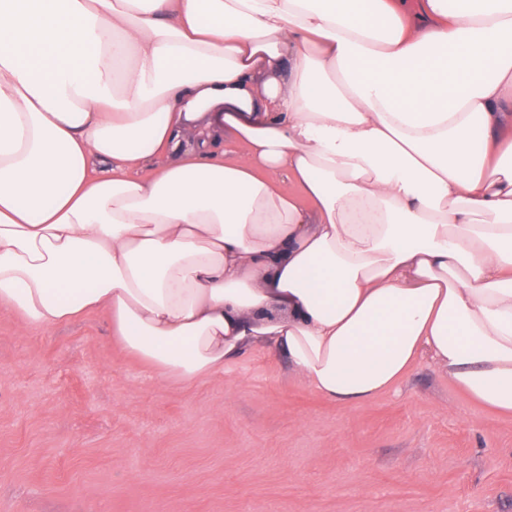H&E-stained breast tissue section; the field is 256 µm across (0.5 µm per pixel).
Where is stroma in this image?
<instances>
[{"mask_svg": "<svg viewBox=\"0 0 512 512\" xmlns=\"http://www.w3.org/2000/svg\"><path fill=\"white\" fill-rule=\"evenodd\" d=\"M0 512H512V416L426 358L350 407L276 354L188 385L106 313L25 330L0 308Z\"/></svg>", "mask_w": 512, "mask_h": 512, "instance_id": "obj_1", "label": "stroma"}]
</instances>
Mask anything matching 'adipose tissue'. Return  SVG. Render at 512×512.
Segmentation results:
<instances>
[{
    "label": "adipose tissue",
    "instance_id": "ef3b65f1",
    "mask_svg": "<svg viewBox=\"0 0 512 512\" xmlns=\"http://www.w3.org/2000/svg\"><path fill=\"white\" fill-rule=\"evenodd\" d=\"M448 2L0 0V307L346 406L427 357L511 415L512 0Z\"/></svg>",
    "mask_w": 512,
    "mask_h": 512
}]
</instances>
